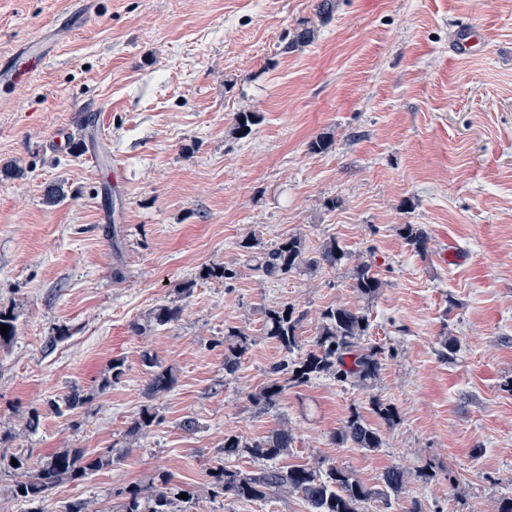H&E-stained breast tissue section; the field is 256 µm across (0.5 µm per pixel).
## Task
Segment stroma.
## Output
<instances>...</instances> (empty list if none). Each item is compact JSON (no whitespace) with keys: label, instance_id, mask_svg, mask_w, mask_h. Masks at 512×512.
<instances>
[{"label":"stroma","instance_id":"obj_1","mask_svg":"<svg viewBox=\"0 0 512 512\" xmlns=\"http://www.w3.org/2000/svg\"><path fill=\"white\" fill-rule=\"evenodd\" d=\"M0 0V52L70 18L59 57L0 104V452L38 463L57 448L120 453V463L51 489L43 512L102 501L167 475L190 488L228 433L287 427L286 464L325 461L378 487L404 470L401 500L369 512H496L512 498V0ZM314 42L282 53L301 24ZM487 43L457 49L460 29ZM254 112L233 138L235 113ZM91 120L69 152L53 131ZM327 137L322 153L309 150ZM122 179L113 182V168ZM59 189L56 201L46 199ZM422 228L428 251L405 244ZM336 238L382 282L370 299L344 263L265 281L240 246ZM228 266L230 281L208 277ZM178 322L138 334L158 306ZM367 311L382 370L371 387L330 377L288 388L277 409L249 396L283 353L265 309L291 305L299 352L323 308ZM251 343L224 372L230 328ZM56 345H48L49 337ZM447 347L451 360L438 356ZM172 368L174 388L147 401L143 352ZM125 374L102 386L112 359ZM88 400L56 414L72 391ZM399 415L383 446L335 444L351 409L372 399ZM154 426L128 436L146 404ZM38 416L29 430V416ZM197 419L184 431V417ZM191 512H308L298 496L200 500Z\"/></svg>","mask_w":512,"mask_h":512}]
</instances>
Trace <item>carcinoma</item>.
Listing matches in <instances>:
<instances>
[{"label": "carcinoma", "instance_id": "obj_1", "mask_svg": "<svg viewBox=\"0 0 512 512\" xmlns=\"http://www.w3.org/2000/svg\"><path fill=\"white\" fill-rule=\"evenodd\" d=\"M315 26L303 25L293 35L282 39L283 50H300L314 41ZM258 122L255 112H238L233 118L231 133L238 139L248 137ZM406 245L416 254L427 251L428 236L423 229L411 224L403 232ZM251 236L241 242L248 262L264 280H278L282 276L304 268L334 267L352 258L344 246L331 238L317 251L307 253L300 237H286L268 250L256 249ZM382 286L366 261L353 265V288L361 296L372 297ZM182 308L177 304L160 305L153 310L144 324H136L133 330L141 333L146 328L165 327L179 320ZM370 326L369 315L345 305H330L321 313V323L312 349L291 358L298 347L299 319L294 309L286 304L268 309L264 315V334L275 340L287 357L275 364V378L259 391L250 395L252 404L261 411L280 404L284 391L304 385L314 378L330 376L339 383L365 387L375 381L381 370L380 350L363 344ZM248 335L239 328L228 333L224 349V370H237L246 348ZM144 366L149 369L146 395L154 398L170 392L175 384L172 370L162 369L149 352L142 354ZM156 422V412L146 406L131 422L127 435L136 436ZM337 444H350L355 448L373 451L383 445V433L367 423L361 412L353 409L332 436ZM293 437L288 428L272 430L261 440H248L244 436L224 435L222 455L215 457L208 468L207 480L202 487L182 488L162 475L157 482L131 486L117 505L106 502L95 507L89 501L78 500L65 505L64 512H186L184 505L193 504L200 498L215 500L262 501L273 495L295 494L308 505V512H366V504L375 498L387 499L399 495L405 487V473L397 467L387 469L382 476L384 488L373 489L357 480L350 472L334 465L299 464L279 465L275 460L288 453ZM248 453L266 461L253 471H237L228 468L226 461ZM120 459L108 451L92 456L80 448H57L43 458L35 473L23 481H16L5 489L6 496L28 505L27 512H42L40 504L47 493L63 482L84 480L93 473L111 466ZM185 493L187 498L179 495Z\"/></svg>", "mask_w": 512, "mask_h": 512}]
</instances>
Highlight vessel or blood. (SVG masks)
Listing matches in <instances>:
<instances>
[{"instance_id": "b4317fda", "label": "vessel or blood", "mask_w": 512, "mask_h": 512, "mask_svg": "<svg viewBox=\"0 0 512 512\" xmlns=\"http://www.w3.org/2000/svg\"><path fill=\"white\" fill-rule=\"evenodd\" d=\"M69 34L58 22L45 26L27 38L8 56L0 58V101H9L13 91L32 71L46 69L57 57L60 45Z\"/></svg>"}]
</instances>
